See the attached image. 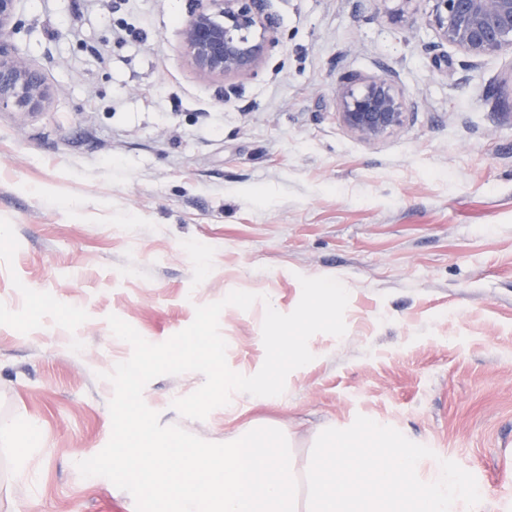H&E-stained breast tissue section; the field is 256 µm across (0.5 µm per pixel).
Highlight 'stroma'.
<instances>
[{"mask_svg": "<svg viewBox=\"0 0 512 512\" xmlns=\"http://www.w3.org/2000/svg\"><path fill=\"white\" fill-rule=\"evenodd\" d=\"M254 75L198 73L181 49L195 0H21L1 40L51 90L39 113L0 112V512H135L77 461L112 432L102 375L131 346L114 314L159 344L195 308L223 309L231 370L259 371L266 302L300 301L299 276L349 292L343 337L282 395L182 417L202 374L150 381L164 425L220 443L237 426L288 429L298 455L356 416L497 485L475 508L512 512V57L469 65L397 0H267ZM342 71L394 81L411 113L368 144L339 122ZM44 442L19 455L8 431Z\"/></svg>", "mask_w": 512, "mask_h": 512, "instance_id": "obj_1", "label": "stroma"}]
</instances>
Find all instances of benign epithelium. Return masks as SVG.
I'll use <instances>...</instances> for the list:
<instances>
[{"mask_svg": "<svg viewBox=\"0 0 512 512\" xmlns=\"http://www.w3.org/2000/svg\"><path fill=\"white\" fill-rule=\"evenodd\" d=\"M19 0H0V40L13 28ZM181 32L182 48L201 74L224 78L254 73L265 53L256 29L271 26L264 0H199ZM425 22L437 46H452L473 62L512 55V0H430ZM336 109L342 126L357 139L377 142L404 127L406 98L384 76L344 72L336 78ZM50 89L25 58L0 44V110L42 112Z\"/></svg>", "mask_w": 512, "mask_h": 512, "instance_id": "benign-epithelium-1", "label": "benign epithelium"}]
</instances>
